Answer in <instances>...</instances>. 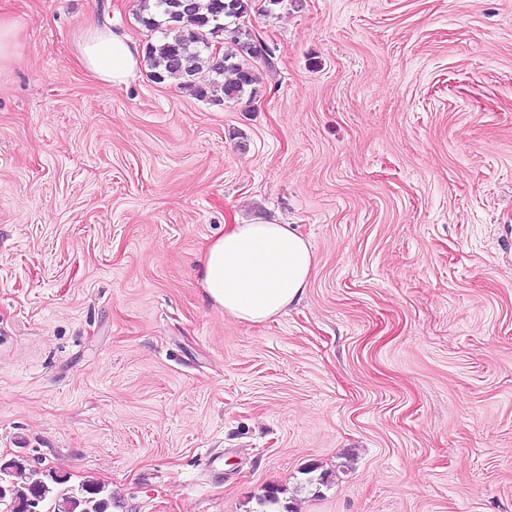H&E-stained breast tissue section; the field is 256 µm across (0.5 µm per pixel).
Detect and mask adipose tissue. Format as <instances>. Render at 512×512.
<instances>
[{
  "instance_id": "obj_1",
  "label": "adipose tissue",
  "mask_w": 512,
  "mask_h": 512,
  "mask_svg": "<svg viewBox=\"0 0 512 512\" xmlns=\"http://www.w3.org/2000/svg\"><path fill=\"white\" fill-rule=\"evenodd\" d=\"M141 54L127 36L107 28L87 29L79 47L83 68L107 87L134 79ZM314 267L309 243L290 225L228 224L203 254L200 287L226 317L263 324L301 300Z\"/></svg>"
}]
</instances>
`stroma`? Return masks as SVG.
I'll use <instances>...</instances> for the list:
<instances>
[{"label": "stroma", "instance_id": "35a3bbf8", "mask_svg": "<svg viewBox=\"0 0 512 512\" xmlns=\"http://www.w3.org/2000/svg\"><path fill=\"white\" fill-rule=\"evenodd\" d=\"M139 0H0V459L112 512H512V0H253L250 110L79 60ZM316 267L274 321L199 286L228 224ZM18 39V30L15 23L0 16V64L6 66L17 59L15 46Z\"/></svg>", "mask_w": 512, "mask_h": 512}]
</instances>
